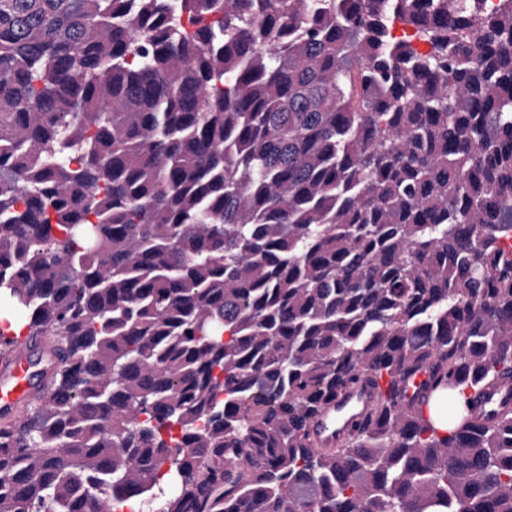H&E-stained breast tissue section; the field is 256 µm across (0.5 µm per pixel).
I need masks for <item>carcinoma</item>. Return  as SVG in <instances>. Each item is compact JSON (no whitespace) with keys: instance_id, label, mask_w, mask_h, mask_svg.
<instances>
[{"instance_id":"obj_1","label":"carcinoma","mask_w":512,"mask_h":512,"mask_svg":"<svg viewBox=\"0 0 512 512\" xmlns=\"http://www.w3.org/2000/svg\"><path fill=\"white\" fill-rule=\"evenodd\" d=\"M431 2L0 0V512H512V0ZM44 336H30L29 343L14 357L0 361V415L11 416L30 404L37 395L42 369L35 351ZM507 401L512 404V379L510 377L487 393L485 402L481 407L483 410L482 418L487 417L493 411L494 406ZM373 398L369 386L359 385L341 393L330 402L313 425L315 443L320 447L340 444L361 421L362 413Z\"/></svg>"}]
</instances>
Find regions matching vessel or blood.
<instances>
[{
    "label": "vessel or blood",
    "instance_id": "1",
    "mask_svg": "<svg viewBox=\"0 0 512 512\" xmlns=\"http://www.w3.org/2000/svg\"><path fill=\"white\" fill-rule=\"evenodd\" d=\"M42 343V337H30L27 347L20 353L0 361V415L16 414L35 399L41 370L35 352ZM372 398V389L359 385L330 402L313 425L316 444L327 448L340 444L360 422Z\"/></svg>",
    "mask_w": 512,
    "mask_h": 512
}]
</instances>
